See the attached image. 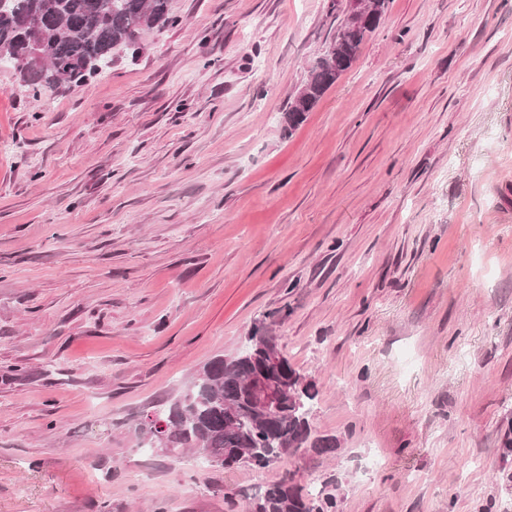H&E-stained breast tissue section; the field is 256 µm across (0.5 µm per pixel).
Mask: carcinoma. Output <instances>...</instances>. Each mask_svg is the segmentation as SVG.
Returning <instances> with one entry per match:
<instances>
[{
    "instance_id": "obj_1",
    "label": "carcinoma",
    "mask_w": 512,
    "mask_h": 512,
    "mask_svg": "<svg viewBox=\"0 0 512 512\" xmlns=\"http://www.w3.org/2000/svg\"><path fill=\"white\" fill-rule=\"evenodd\" d=\"M379 15L361 28L343 21L329 47L311 67L302 88L288 103L286 122L292 130L345 73L356 59L366 35L381 21L388 0H374ZM39 24L44 32L45 65L38 71L19 69L15 62L27 51L26 26ZM175 23L169 0H5L0 7V61L10 66L35 94L59 87L83 86L112 64L114 52L139 50L141 33ZM261 347L214 357L197 375L191 394L175 399L158 413L165 420L169 447L196 449L234 461L248 453L244 466L264 468L288 456L289 469L250 501V512H338L336 495L305 490L296 480L295 457L312 448L333 453L338 440L312 437L309 414L315 384L287 356L288 395L278 414L258 420L245 382L264 357L265 348L278 346L277 337L255 332Z\"/></svg>"
}]
</instances>
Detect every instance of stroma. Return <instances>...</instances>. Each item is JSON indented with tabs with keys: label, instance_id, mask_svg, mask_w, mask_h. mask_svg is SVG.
I'll use <instances>...</instances> for the list:
<instances>
[{
	"label": "stroma",
	"instance_id": "stroma-1",
	"mask_svg": "<svg viewBox=\"0 0 512 512\" xmlns=\"http://www.w3.org/2000/svg\"><path fill=\"white\" fill-rule=\"evenodd\" d=\"M88 85L0 69V512H245L285 466L142 447L261 329L318 396L340 512H512V0H170ZM372 1L375 2L379 15L362 28L342 21L328 45L332 49L331 56L330 52L324 51L311 67L307 80L288 103L285 111L289 130L297 128L305 121L307 113L312 111L326 91L352 66L366 35L379 25L388 0Z\"/></svg>",
	"mask_w": 512,
	"mask_h": 512
}]
</instances>
